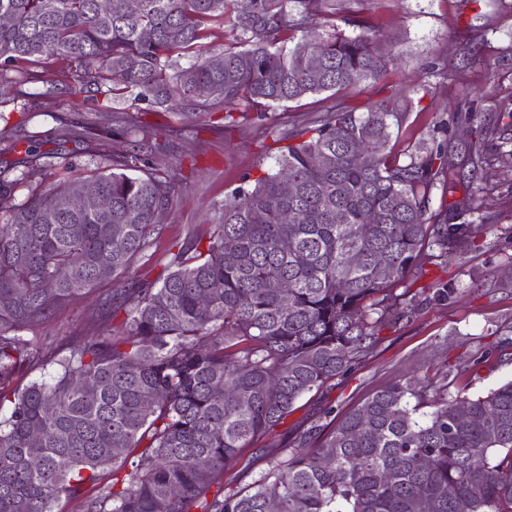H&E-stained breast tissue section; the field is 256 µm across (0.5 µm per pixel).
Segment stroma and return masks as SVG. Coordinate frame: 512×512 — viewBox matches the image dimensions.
Here are the masks:
<instances>
[{
    "label": "stroma",
    "mask_w": 512,
    "mask_h": 512,
    "mask_svg": "<svg viewBox=\"0 0 512 512\" xmlns=\"http://www.w3.org/2000/svg\"><path fill=\"white\" fill-rule=\"evenodd\" d=\"M350 18L346 34L360 32L356 17L372 18L388 39L395 62L372 86L358 85L287 104L289 120L309 124L335 105L368 111L395 96L418 100L405 125L389 143L393 158L408 162L423 149H441L445 170L429 193L427 218L444 219L451 203L467 208L466 222L491 225L453 260L426 255L421 271L405 283L412 312L381 332L361 363L309 393L275 431L242 449L215 479L216 487L235 488L257 479L267 468L272 448L299 433L317 432L326 410L343 415L372 392L412 376L428 378L433 391L473 397L512 379V131L485 140L486 162L474 168L463 143L469 138L465 117L486 109L485 123L495 126L498 113H512V0H336ZM24 81L27 104L0 98V131L22 128L35 133L38 150L64 154L72 175L85 174L98 154L119 156L128 137L111 125L108 139L82 138L83 129L99 125L115 112H138L143 121L169 127L154 160L175 170L178 182L164 232L152 245L150 260H136L120 277L57 309L35 334L45 354L68 340L105 329L107 299L163 275L174 244L190 229H212L225 197L243 175L259 176L273 163L274 128L257 123L225 127L223 109L206 105L185 115L124 95L96 93L72 97L75 64L50 57ZM451 294H443L444 286Z\"/></svg>",
    "instance_id": "obj_1"
}]
</instances>
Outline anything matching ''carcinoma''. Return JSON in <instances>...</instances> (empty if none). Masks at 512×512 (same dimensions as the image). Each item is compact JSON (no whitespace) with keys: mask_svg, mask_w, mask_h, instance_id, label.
<instances>
[{"mask_svg":"<svg viewBox=\"0 0 512 512\" xmlns=\"http://www.w3.org/2000/svg\"><path fill=\"white\" fill-rule=\"evenodd\" d=\"M137 4L110 13L101 0H0L9 17L0 25V95L25 96L19 64L47 55L83 71L73 95L102 74L115 92L173 109L205 86L225 125L272 121L278 155L263 175L243 178L213 232L193 233L165 274L124 289L118 333L74 339L49 359L29 332L146 255L163 231L157 212L172 207L175 174L144 154L153 134L132 112L116 117L132 150L86 176L17 205L18 180L0 174V298L10 299L0 304V398L13 395L0 419V512H53L60 496L81 498L107 473L112 483L86 512H156L167 497V512H270L272 503L276 512H512V380L472 398H431L424 378L390 384L326 424L315 444L299 435L258 479L208 497L241 449L408 317L394 290L426 244L446 257L490 228L427 224L441 151L403 164L386 152L411 100L388 98L362 114L337 105L310 126L274 111L380 80L388 60L372 20H357L366 33L353 37L336 24V0ZM216 29L229 39L220 53L204 43ZM18 164L23 179L57 167L30 148ZM286 176L296 182L291 194ZM89 184L106 208L55 210ZM285 212L296 221L283 223ZM36 365L52 367L49 380L13 387Z\"/></svg>","mask_w":512,"mask_h":512,"instance_id":"1","label":"carcinoma"}]
</instances>
